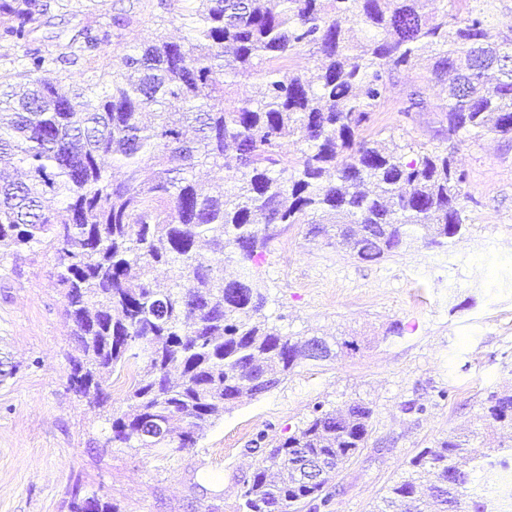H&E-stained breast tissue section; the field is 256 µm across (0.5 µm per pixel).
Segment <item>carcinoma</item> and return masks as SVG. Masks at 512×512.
<instances>
[{
	"label": "carcinoma",
	"mask_w": 512,
	"mask_h": 512,
	"mask_svg": "<svg viewBox=\"0 0 512 512\" xmlns=\"http://www.w3.org/2000/svg\"><path fill=\"white\" fill-rule=\"evenodd\" d=\"M197 2L190 38L143 42L103 92L68 96L42 73L59 61L92 68L132 16L84 27L56 54L35 35L73 0H0V46L23 49L14 75L32 85L0 91V165L25 170L0 180V261L53 253L76 351L69 387L91 410L106 408L116 369L137 368L130 412L105 416L118 448H193L250 381L278 385L305 362L306 340L268 322L251 282L278 232L309 224L366 262L462 233L466 176L448 154L407 162L398 145L361 136L391 72L433 61L431 79L448 87V134L512 136V26L490 41L479 5L460 17L431 0ZM305 48L314 67L288 70ZM250 79L256 94L239 97ZM289 139L303 145L295 161ZM200 168L224 178L206 189ZM203 241L240 266L238 279L199 262ZM370 417L358 402L325 411L269 449L243 512H329L324 486L367 447ZM483 417L512 429V392L491 395ZM467 445L454 436L423 449L377 512H421L419 486L440 480L451 484L434 495L440 512H487L473 474L494 462ZM310 459L328 464L311 485L298 467ZM69 509L115 512L94 495L86 507L78 489Z\"/></svg>",
	"instance_id": "1"
}]
</instances>
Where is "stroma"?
<instances>
[{
    "label": "stroma",
    "mask_w": 512,
    "mask_h": 512,
    "mask_svg": "<svg viewBox=\"0 0 512 512\" xmlns=\"http://www.w3.org/2000/svg\"><path fill=\"white\" fill-rule=\"evenodd\" d=\"M158 0H89L54 13L47 45L118 13L133 23L103 47L100 71L159 36L191 35L160 25ZM422 108L402 109L410 90ZM448 90L427 66L394 72L364 135L403 148L448 152L466 174L467 224L443 248L415 242L364 262L308 225L269 244L253 282L283 334L355 341L328 362L307 361L278 387L245 397L196 447L160 454L105 447L106 424L68 387L73 350L48 254L0 263V512H69L80 487L117 512H241L242 493L265 448L318 410L360 401L372 410L367 448L332 481L330 512H373L423 449L448 436L488 448L502 430L477 422L489 395L512 390V138L448 135Z\"/></svg>",
    "instance_id": "1"
}]
</instances>
